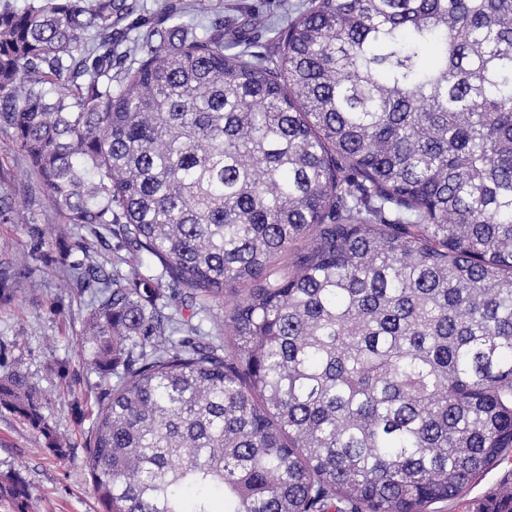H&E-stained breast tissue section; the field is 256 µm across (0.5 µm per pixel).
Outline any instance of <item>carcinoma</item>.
I'll return each instance as SVG.
<instances>
[{"label":"carcinoma","mask_w":512,"mask_h":512,"mask_svg":"<svg viewBox=\"0 0 512 512\" xmlns=\"http://www.w3.org/2000/svg\"><path fill=\"white\" fill-rule=\"evenodd\" d=\"M132 13L0 10V132L85 230L61 282L116 376L88 439L105 512L460 498L512 453V0H307L249 20L275 59L220 23L124 40ZM16 277L1 259V303ZM0 405L50 433L25 372ZM0 492L28 512L19 478Z\"/></svg>","instance_id":"obj_1"}]
</instances>
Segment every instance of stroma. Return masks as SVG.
Listing matches in <instances>:
<instances>
[{"mask_svg":"<svg viewBox=\"0 0 512 512\" xmlns=\"http://www.w3.org/2000/svg\"><path fill=\"white\" fill-rule=\"evenodd\" d=\"M144 34L163 16L172 14L197 29L222 23L225 40L247 28L249 13L284 22L302 0H132ZM25 159L11 138L0 133V197L15 205L0 219V248H7L22 271L13 281V298L0 304V376L14 368L25 371L45 406L51 436H44L0 407V473L18 475L29 487L36 512H104L92 491L86 466L88 431L96 413L101 380L90 363L91 342L85 333L90 296L60 286L58 275L75 258L70 248L81 229L69 225L59 234V222L45 199L24 206L25 184L14 181ZM45 244L32 253L33 230ZM512 482V457L502 460L475 480L459 501L433 504L432 512H476L500 485Z\"/></svg>","mask_w":512,"mask_h":512,"instance_id":"stroma-1","label":"stroma"}]
</instances>
